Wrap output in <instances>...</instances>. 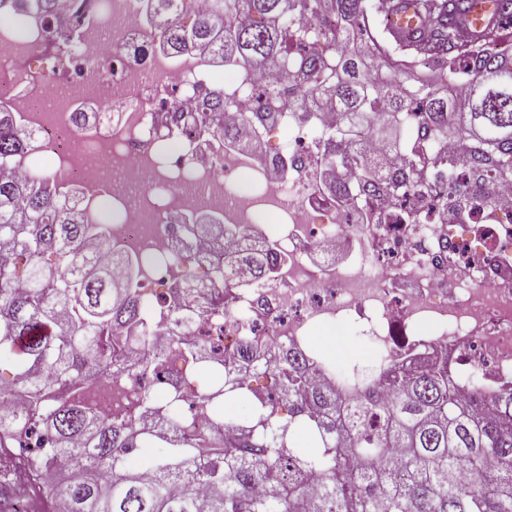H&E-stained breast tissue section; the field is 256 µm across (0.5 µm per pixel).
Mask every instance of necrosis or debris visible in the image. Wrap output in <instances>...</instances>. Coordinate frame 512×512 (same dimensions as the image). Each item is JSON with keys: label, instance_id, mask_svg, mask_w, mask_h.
<instances>
[{"label": "necrosis or debris", "instance_id": "obj_1", "mask_svg": "<svg viewBox=\"0 0 512 512\" xmlns=\"http://www.w3.org/2000/svg\"><path fill=\"white\" fill-rule=\"evenodd\" d=\"M58 4L55 23L77 29L76 46L46 40L26 15L0 27V110L16 113L32 142L5 166L25 182L50 176L83 187L89 220L116 214L112 253L140 261L143 314L162 306L178 321L150 332L167 365L156 396L189 369L175 348L210 341L238 370L250 345L303 348L314 328L339 321L360 329L379 365L417 349L448 358L457 393L512 389V180L476 181L464 170L453 185L414 181L395 207L364 195L346 202L324 192L327 165L285 174L278 164L286 152L316 156L318 132L338 118L330 105L313 103L318 127L288 123L276 147L225 142V94L245 133L261 92L294 97L276 68L237 71L224 84L208 52L162 49L143 0ZM47 57L51 69L35 67ZM86 105L96 122L79 120ZM404 126L422 158L473 149L460 136L426 134L417 113ZM231 177L248 189L228 190ZM195 215L226 225L224 238L199 233ZM267 249L278 255L270 280L239 268L230 287L213 286L218 266ZM98 399L113 417L142 415L133 377L100 384Z\"/></svg>", "mask_w": 512, "mask_h": 512}]
</instances>
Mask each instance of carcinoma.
Returning a JSON list of instances; mask_svg holds the SVG:
<instances>
[{
	"label": "carcinoma",
	"mask_w": 512,
	"mask_h": 512,
	"mask_svg": "<svg viewBox=\"0 0 512 512\" xmlns=\"http://www.w3.org/2000/svg\"><path fill=\"white\" fill-rule=\"evenodd\" d=\"M14 5L46 23L57 0ZM148 7L169 52L194 43L243 68L275 64L300 96L336 105L342 123L319 140L325 162L347 173L335 195L355 190L390 204L412 186L424 170L419 158L395 175L358 140L364 126L388 138L408 112L476 147L467 159L436 161L432 175L462 168L512 177V59L490 47L466 68L463 95L448 90L459 71L448 49L457 47L467 0H415L421 30L393 51L362 39L371 0H209L208 13L188 25L186 0ZM238 12L252 22L216 28ZM311 41L326 52L301 54ZM421 55L441 63L440 86H400L396 73ZM383 108L390 115L382 121ZM282 120L279 112L250 116L257 131ZM28 146L19 120L0 111V158ZM109 237L108 225L85 224L62 204L53 183L24 187L0 170V380L17 397L15 409L0 405V512H50L53 503L61 512H512V392L464 400L443 360L388 365L348 404L310 380L311 348L262 356L234 385L202 342L184 355L196 365L192 393L174 387L158 401L151 382L164 364L138 335L133 262L81 248ZM239 260L258 279L269 273L253 254ZM118 323L130 335L113 334ZM134 341L146 396L142 418L123 422L99 410L90 387L109 369L124 371L112 357ZM259 376L272 380L263 394L251 386ZM183 401L213 407L209 438L189 429ZM226 401L246 405V417L225 415ZM282 405L288 416L278 422ZM138 448L163 452L131 465Z\"/></svg>",
	"instance_id": "cac0c4a2"
}]
</instances>
